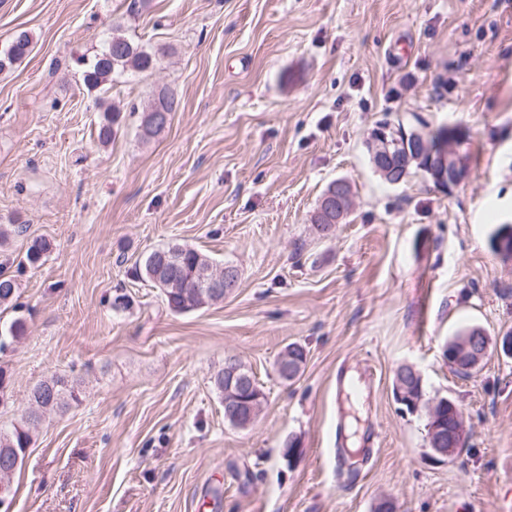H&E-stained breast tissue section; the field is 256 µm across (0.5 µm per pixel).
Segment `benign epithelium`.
Here are the masks:
<instances>
[{
    "label": "benign epithelium",
    "mask_w": 512,
    "mask_h": 512,
    "mask_svg": "<svg viewBox=\"0 0 512 512\" xmlns=\"http://www.w3.org/2000/svg\"><path fill=\"white\" fill-rule=\"evenodd\" d=\"M457 133L444 131L432 132L428 135L417 133L413 137L416 146L406 152V163L420 161L427 158L426 171L434 185L441 189H448L463 181L467 177V169L460 161L455 140ZM397 144V134L390 124H378L370 132L365 146L369 162L373 170L388 179L390 184L397 185L402 182L403 176L397 174L390 165L391 148ZM352 204V186L346 179H338L332 182L319 201L317 215L323 222L329 224L326 232L334 230V225L341 224L349 214ZM238 278V270L232 265L224 266V277L201 276L202 284L206 285L209 293L214 296L224 297L235 288ZM495 347L496 352L512 356V336H500L496 342H491L485 331L476 327L455 341L452 348H444V357L452 358V361L466 362L465 369L471 371L477 368L487 356L490 347ZM224 386L226 393L232 396L239 395L246 389H252L253 381L249 378L244 364L234 356L224 359ZM396 400L411 409L419 408L423 398L409 392L407 387L396 382L394 390ZM241 406L234 414L236 427L245 429L251 426L257 419L261 409L260 398L256 396L241 397ZM429 419L433 422L429 439L432 442L433 451L442 457H452L459 449L467 447L470 432L460 413H455L456 426L454 433L448 442V448L443 444L441 428L436 425L438 409L435 405H429Z\"/></svg>",
    "instance_id": "7a95c632"
}]
</instances>
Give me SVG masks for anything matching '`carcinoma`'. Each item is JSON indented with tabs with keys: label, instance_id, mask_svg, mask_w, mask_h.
<instances>
[{
	"label": "carcinoma",
	"instance_id": "cac0c4a2",
	"mask_svg": "<svg viewBox=\"0 0 512 512\" xmlns=\"http://www.w3.org/2000/svg\"><path fill=\"white\" fill-rule=\"evenodd\" d=\"M31 40L27 31L14 33L8 46L0 51V71L13 67L29 53ZM159 51L147 49L135 44L115 29L103 44L102 49L89 56L81 55L76 63L81 69L85 88L90 91L106 92L112 81L129 73H145L155 70ZM180 99L171 90L162 88L150 104L142 108L140 136L149 141L162 130L150 122L152 111L163 108L171 114L177 111ZM121 119V111L107 108L98 122L97 137L100 142L108 143L115 134ZM512 239V224H502L491 235V249L506 260L512 259V250L503 252L498 246L501 237ZM50 250L45 238H33L26 250L24 261L34 265L42 260ZM208 270L212 275L222 273V266L198 250L180 244H169L147 253L139 271L162 291L167 307L174 313H185L204 308L212 304L211 294L199 285L198 275ZM17 282L14 277L0 271V303L8 304L17 297ZM25 334V322L17 318L6 330L0 331V351L7 342ZM76 400L77 394L71 380L65 375L54 374L40 381L30 390V407L20 424L9 431L0 430V448H11L13 454L24 459L25 449L31 444V427L47 411H55L66 405V399Z\"/></svg>",
	"mask_w": 512,
	"mask_h": 512
}]
</instances>
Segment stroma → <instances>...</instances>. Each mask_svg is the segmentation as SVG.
<instances>
[{
  "mask_svg": "<svg viewBox=\"0 0 512 512\" xmlns=\"http://www.w3.org/2000/svg\"><path fill=\"white\" fill-rule=\"evenodd\" d=\"M130 3L0 0V48L32 38L0 73V224L26 227L0 244L18 283L0 326L26 323L0 353V429L46 376L78 396L34 431L11 512H512V356L466 377L443 356L465 327L512 332V261L489 246L512 224V0ZM114 25L164 54L112 102L180 99L147 143L132 117L98 141L74 62ZM383 119L461 126L467 179L386 183L365 148ZM339 178L353 206L323 237L310 218ZM33 237L52 249L29 266ZM175 243L235 266L237 288L171 312L138 266ZM292 342L307 361L289 382L276 363ZM228 355L265 395L247 429L214 388ZM403 364L462 410L458 456L433 452L426 409L395 402ZM9 42L8 46L0 52V71L10 69L29 53L31 40L27 31L15 32Z\"/></svg>",
  "mask_w": 512,
  "mask_h": 512,
  "instance_id": "obj_1",
  "label": "stroma"
}]
</instances>
